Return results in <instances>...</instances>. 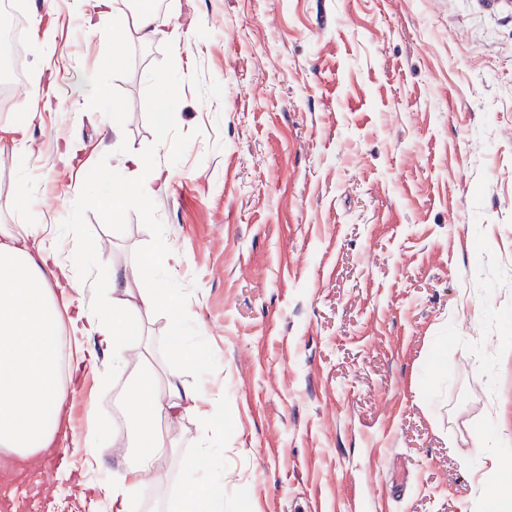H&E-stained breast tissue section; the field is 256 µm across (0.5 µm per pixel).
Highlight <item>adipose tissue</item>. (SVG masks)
Listing matches in <instances>:
<instances>
[{
  "mask_svg": "<svg viewBox=\"0 0 512 512\" xmlns=\"http://www.w3.org/2000/svg\"><path fill=\"white\" fill-rule=\"evenodd\" d=\"M114 22L129 26L144 44L167 38L154 10L134 8L131 0H99ZM135 177L116 183L110 200L86 197V205L104 212L148 203L162 192L158 175L143 159L130 160ZM39 225L0 224V453L30 463L52 442L65 416L68 399L64 373L96 367L81 340L98 337L112 351L118 367L135 366L121 408L136 438L134 457L124 460L125 474L97 487L112 512H140L137 489L145 477L160 475L165 447L163 428L184 414H203L201 389H188L160 379L150 359L136 313L163 311L170 325L169 364L197 372L209 354L186 341L185 310L166 288L145 287L157 263L149 256L112 271L111 304L85 303L76 276V261L59 260L55 242L39 239ZM202 457L183 465L188 478L174 512H222L224 475L199 477Z\"/></svg>",
  "mask_w": 512,
  "mask_h": 512,
  "instance_id": "adipose-tissue-1",
  "label": "adipose tissue"
}]
</instances>
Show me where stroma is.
<instances>
[{
  "label": "stroma",
  "instance_id": "obj_1",
  "mask_svg": "<svg viewBox=\"0 0 512 512\" xmlns=\"http://www.w3.org/2000/svg\"><path fill=\"white\" fill-rule=\"evenodd\" d=\"M15 2L25 78L0 127L34 117L0 137V224L82 250L92 303L113 267L177 253L147 283L178 294L210 363L176 370L165 315L139 322L161 376L224 406L180 418L142 512H167L204 445L224 512H488L461 459L512 428V0H164L178 50L88 28L94 0ZM70 138L106 173L151 162L165 192L111 218L82 205L113 185L75 175ZM96 352L80 438L127 384ZM96 419L104 455L59 438L50 481L0 464V512H110L95 487L133 439L118 411Z\"/></svg>",
  "mask_w": 512,
  "mask_h": 512
}]
</instances>
